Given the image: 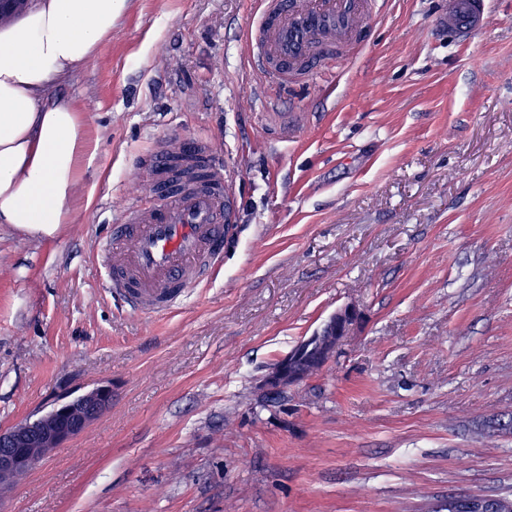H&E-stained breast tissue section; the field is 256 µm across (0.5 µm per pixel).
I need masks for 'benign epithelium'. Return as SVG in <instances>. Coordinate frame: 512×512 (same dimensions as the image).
Masks as SVG:
<instances>
[{
  "label": "benign epithelium",
  "mask_w": 512,
  "mask_h": 512,
  "mask_svg": "<svg viewBox=\"0 0 512 512\" xmlns=\"http://www.w3.org/2000/svg\"><path fill=\"white\" fill-rule=\"evenodd\" d=\"M354 305L336 311L312 336L302 340L279 360L261 381L268 393L282 392L310 377L302 360L324 367L360 318ZM112 406V385L102 384L78 395L56 400L40 415L0 431V498L16 480L35 469L53 449L84 433Z\"/></svg>",
  "instance_id": "7a95c632"
}]
</instances>
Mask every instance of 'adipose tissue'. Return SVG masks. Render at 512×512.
Instances as JSON below:
<instances>
[{"label":"adipose tissue","mask_w":512,"mask_h":512,"mask_svg":"<svg viewBox=\"0 0 512 512\" xmlns=\"http://www.w3.org/2000/svg\"><path fill=\"white\" fill-rule=\"evenodd\" d=\"M124 0H38L0 28V224L53 236L72 223L80 167L94 153L83 123L48 87L91 60Z\"/></svg>","instance_id":"1"}]
</instances>
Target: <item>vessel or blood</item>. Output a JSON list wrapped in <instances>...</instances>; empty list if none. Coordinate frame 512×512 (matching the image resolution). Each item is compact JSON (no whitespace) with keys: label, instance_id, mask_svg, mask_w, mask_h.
I'll return each instance as SVG.
<instances>
[{"label":"vessel or blood","instance_id":"vessel-or-blood-1","mask_svg":"<svg viewBox=\"0 0 512 512\" xmlns=\"http://www.w3.org/2000/svg\"><path fill=\"white\" fill-rule=\"evenodd\" d=\"M259 38L249 65L264 92L289 74L309 72L315 47H356L361 21L380 0H257ZM446 21L470 41L486 21V0H450ZM236 221V202L224 167L208 148L187 154L169 141L154 156L145 187L125 208L99 246L105 286L116 289L132 311H171L178 289L206 283L224 262Z\"/></svg>","mask_w":512,"mask_h":512}]
</instances>
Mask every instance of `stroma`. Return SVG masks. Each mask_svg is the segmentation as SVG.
<instances>
[{"label":"stroma","mask_w":512,"mask_h":512,"mask_svg":"<svg viewBox=\"0 0 512 512\" xmlns=\"http://www.w3.org/2000/svg\"><path fill=\"white\" fill-rule=\"evenodd\" d=\"M448 0H386L362 50L267 99L254 0H126L50 86L96 144L73 223L0 224V429L102 383L112 407L0 512H444L512 493V0L471 41ZM300 121H289L290 113ZM181 138L230 173L223 270L143 316L93 254ZM307 381L262 377L337 309ZM361 312L355 305H347L336 311L312 336L302 340L288 355L279 360L261 381L262 389L268 393L288 390L310 377L304 371L303 359H312L323 368L336 352L337 346L348 336L360 318Z\"/></svg>","instance_id":"35a3bbf8"}]
</instances>
